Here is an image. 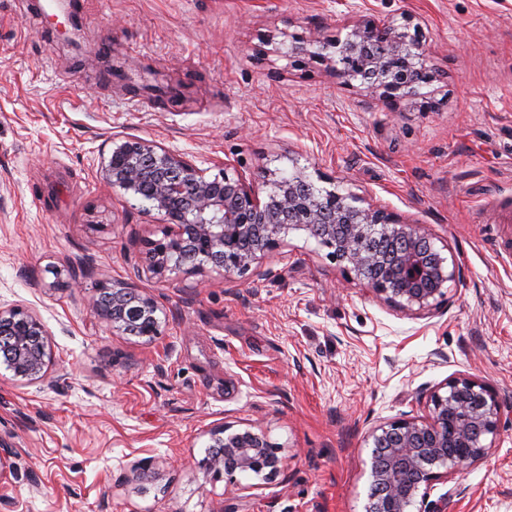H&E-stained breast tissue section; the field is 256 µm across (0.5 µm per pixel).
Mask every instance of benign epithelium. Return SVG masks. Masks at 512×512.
<instances>
[{
	"label": "benign epithelium",
	"mask_w": 512,
	"mask_h": 512,
	"mask_svg": "<svg viewBox=\"0 0 512 512\" xmlns=\"http://www.w3.org/2000/svg\"><path fill=\"white\" fill-rule=\"evenodd\" d=\"M311 41H295L288 56L337 60V75L350 84L355 80L369 93L394 105L403 97L419 95L425 82L420 43L403 27L369 21L345 39L324 42L313 50ZM106 182L148 203L145 212L162 216L167 230L158 240L147 242L153 273L172 270L169 255L184 256L185 265H207L227 278L242 276L263 255L277 249L281 235L292 227L289 216H305L303 228L331 249L330 257L362 278L368 289L402 309L430 312L446 300L443 287L454 280L455 270L435 251L418 224L395 219L381 210L359 208L353 199L334 191L312 189L308 176L296 172L273 183L274 191L263 201L254 185L224 164L218 174L206 177L192 161L140 140L112 141L103 162ZM199 237L210 245L209 254L191 251ZM381 238L383 252L364 248L367 238ZM96 316L113 330L125 325L115 318L121 305L142 322L143 335L161 334L155 299L128 283L102 282L95 289ZM15 328V343L29 349L38 345V355L9 357L6 367L26 382L47 377L52 354L48 330L34 310L14 305L0 307V327ZM428 413L374 427L370 433L375 452L385 454V464L374 465L367 512H437L422 487L439 479L448 481L482 461L492 448L498 431L501 402L494 390L469 375L448 379L432 390L426 400ZM213 448L223 452L208 457L202 465L235 472L259 474L279 471L285 459L278 456L261 431L231 432L221 428L212 434Z\"/></svg>",
	"instance_id": "benign-epithelium-1"
}]
</instances>
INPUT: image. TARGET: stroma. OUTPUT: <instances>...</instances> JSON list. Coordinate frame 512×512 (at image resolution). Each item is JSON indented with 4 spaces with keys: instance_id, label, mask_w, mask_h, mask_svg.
I'll return each instance as SVG.
<instances>
[{
    "instance_id": "stroma-1",
    "label": "stroma",
    "mask_w": 512,
    "mask_h": 512,
    "mask_svg": "<svg viewBox=\"0 0 512 512\" xmlns=\"http://www.w3.org/2000/svg\"><path fill=\"white\" fill-rule=\"evenodd\" d=\"M407 27L431 75L387 107L293 41ZM134 137L421 225L453 262L428 314L376 297L290 230L255 270H148L162 219L108 186ZM512 0H0V306L50 331L46 380L0 363V512H366L378 424L467 374L502 404L488 456L429 488L445 512H512ZM158 302L161 333L102 324L100 282ZM262 429L274 474L205 469L213 431Z\"/></svg>"
}]
</instances>
